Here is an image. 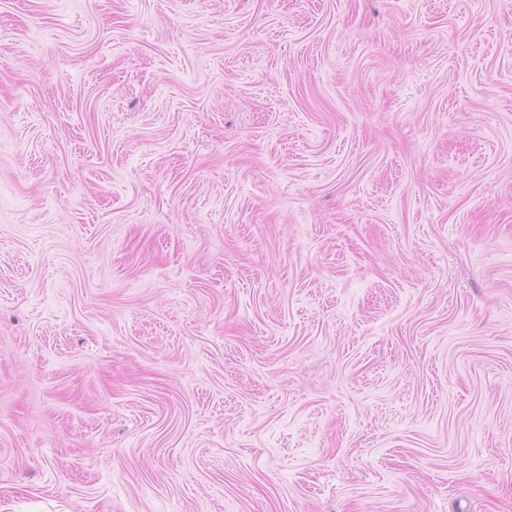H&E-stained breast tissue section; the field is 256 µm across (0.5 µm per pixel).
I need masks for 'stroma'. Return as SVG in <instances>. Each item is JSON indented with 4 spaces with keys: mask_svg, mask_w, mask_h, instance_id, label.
Wrapping results in <instances>:
<instances>
[{
    "mask_svg": "<svg viewBox=\"0 0 512 512\" xmlns=\"http://www.w3.org/2000/svg\"><path fill=\"white\" fill-rule=\"evenodd\" d=\"M0 512H512V0H0Z\"/></svg>",
    "mask_w": 512,
    "mask_h": 512,
    "instance_id": "1",
    "label": "stroma"
}]
</instances>
